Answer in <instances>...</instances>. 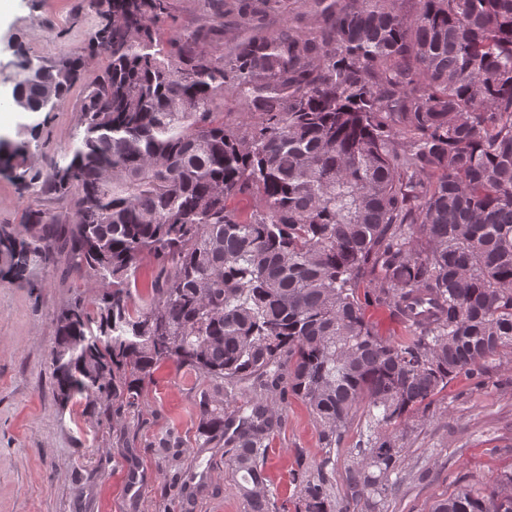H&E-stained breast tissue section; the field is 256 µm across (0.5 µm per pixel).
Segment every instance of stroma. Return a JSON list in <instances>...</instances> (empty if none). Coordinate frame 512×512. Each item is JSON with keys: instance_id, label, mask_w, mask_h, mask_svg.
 <instances>
[{"instance_id": "1", "label": "stroma", "mask_w": 512, "mask_h": 512, "mask_svg": "<svg viewBox=\"0 0 512 512\" xmlns=\"http://www.w3.org/2000/svg\"><path fill=\"white\" fill-rule=\"evenodd\" d=\"M238 0H172L161 34L224 24L225 51L249 34L229 8ZM316 26L309 0H278L262 23L274 31L288 21ZM98 25L89 0H15L0 23V99L10 96L19 43L30 57L51 64L83 48ZM98 53L79 84L53 112H10L0 136L29 143L26 165L37 171L59 160L77 131L84 87L107 67ZM74 197L21 196L11 174L0 173V226L21 229L41 208L70 219ZM85 281L65 260L35 265L18 282L0 277V512H245L227 457L197 450L196 401L215 382L173 365L143 385L137 408L106 421L85 400L59 406L49 369L55 315ZM368 418L357 414L340 444L326 450L306 406L289 399L268 451L265 473L288 512L303 503L292 472L323 466L332 502L345 494L349 451L365 437ZM402 479L386 512H432L437 501L464 485L491 491L512 472V360L490 363L483 380L452 379L420 421L409 424L401 453Z\"/></svg>"}]
</instances>
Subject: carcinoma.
I'll return each instance as SVG.
<instances>
[{
    "label": "carcinoma",
    "mask_w": 512,
    "mask_h": 512,
    "mask_svg": "<svg viewBox=\"0 0 512 512\" xmlns=\"http://www.w3.org/2000/svg\"><path fill=\"white\" fill-rule=\"evenodd\" d=\"M88 45L52 65L16 50L12 104L52 112L85 55L82 132L20 193L76 190L68 224L30 210L0 229L6 275L66 255L87 288L56 316L51 377L112 420L162 364L220 382L201 392V448L224 449L246 512H286L265 454L293 396L325 447L358 411L346 500L384 512L400 479L395 431L459 373L512 353V0H312L321 24L212 46L211 30L163 38L170 0H90ZM52 100H47V97ZM233 100L237 119L224 116ZM0 138V168L26 162ZM254 194L241 218L227 206ZM158 273L139 292L138 270ZM410 338L379 336L358 289ZM249 382L238 404L226 388ZM292 473L304 512H331L323 466ZM432 512H512V474L488 494L461 486Z\"/></svg>",
    "instance_id": "cac0c4a2"
}]
</instances>
